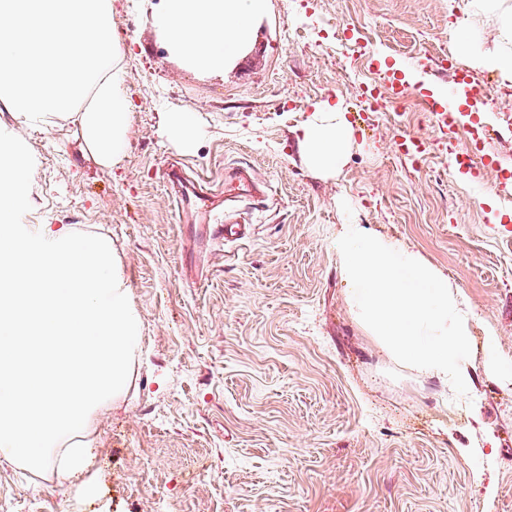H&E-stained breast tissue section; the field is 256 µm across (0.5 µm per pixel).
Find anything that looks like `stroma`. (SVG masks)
Returning a JSON list of instances; mask_svg holds the SVG:
<instances>
[{"instance_id": "35a3bbf8", "label": "stroma", "mask_w": 512, "mask_h": 512, "mask_svg": "<svg viewBox=\"0 0 512 512\" xmlns=\"http://www.w3.org/2000/svg\"><path fill=\"white\" fill-rule=\"evenodd\" d=\"M470 0H265L224 70L174 60L160 0H112L129 144L112 166L75 120L22 125L35 166L24 225L108 241L140 317L127 392L93 426L89 486L62 487L0 455V512H512V87L478 64L493 43ZM395 81L406 110L362 119V90ZM492 97L449 142L440 95ZM341 100L354 146L340 172L301 157L296 128ZM194 115L198 147L165 134ZM420 136L416 160L399 130ZM475 150L472 168L450 150ZM179 160L223 207L225 170H254L263 201L235 203L232 248L184 224L161 173ZM501 215L492 223L490 211ZM394 238L459 289L471 379L457 396L389 358L356 317L338 240ZM165 129L169 139L181 150L190 152L195 149L197 133L190 112H167Z\"/></svg>"}]
</instances>
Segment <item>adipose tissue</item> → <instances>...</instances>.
Wrapping results in <instances>:
<instances>
[{
	"label": "adipose tissue",
	"instance_id": "obj_1",
	"mask_svg": "<svg viewBox=\"0 0 512 512\" xmlns=\"http://www.w3.org/2000/svg\"><path fill=\"white\" fill-rule=\"evenodd\" d=\"M263 7L264 0H162L154 25L175 59L193 69L214 71L234 61L251 42L250 20ZM482 9L496 19V47L481 55L480 63L512 85V14L501 11L498 0H482ZM297 142L311 168L336 174L354 142L346 109L327 100L316 104L299 126Z\"/></svg>",
	"mask_w": 512,
	"mask_h": 512
}]
</instances>
